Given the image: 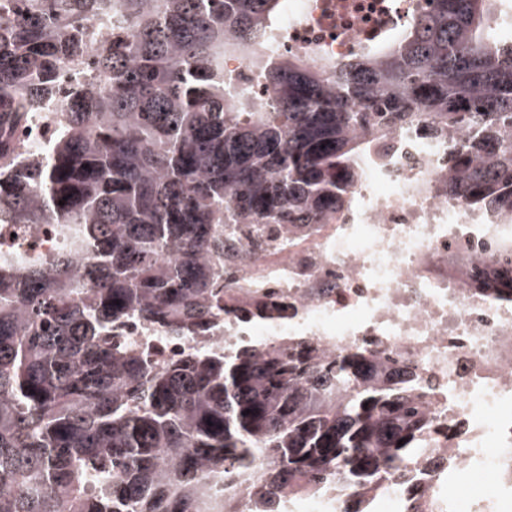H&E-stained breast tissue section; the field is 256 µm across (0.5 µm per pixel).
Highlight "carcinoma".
Here are the masks:
<instances>
[{
	"instance_id": "carcinoma-1",
	"label": "carcinoma",
	"mask_w": 512,
	"mask_h": 512,
	"mask_svg": "<svg viewBox=\"0 0 512 512\" xmlns=\"http://www.w3.org/2000/svg\"><path fill=\"white\" fill-rule=\"evenodd\" d=\"M494 2L423 0L350 56L275 63L283 0H0V225L63 241L19 267L0 252V512H232L243 481L252 512L285 491L405 488L432 426L416 365L364 348L319 362L303 340L158 367L112 330L211 325L238 228L332 223L405 128L461 134L442 190L512 223V38ZM99 21L118 37L91 53ZM242 51L263 92L228 104ZM83 60L48 154L25 160L10 130Z\"/></svg>"
}]
</instances>
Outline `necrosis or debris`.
Masks as SVG:
<instances>
[{"instance_id":"4bbe7bcc","label":"necrosis or debris","mask_w":512,"mask_h":512,"mask_svg":"<svg viewBox=\"0 0 512 512\" xmlns=\"http://www.w3.org/2000/svg\"><path fill=\"white\" fill-rule=\"evenodd\" d=\"M412 0H288L280 51L330 61L398 28ZM353 206L303 236L242 240L224 294L242 308L282 299V316L219 326L174 340L163 328L124 341L157 365L188 351L241 343L288 347L305 339L323 357L357 348L416 363L433 418V470L417 477L419 512H512V224L490 220L438 189L448 146L415 131L365 163ZM17 260L59 249L50 227L0 226Z\"/></svg>"}]
</instances>
